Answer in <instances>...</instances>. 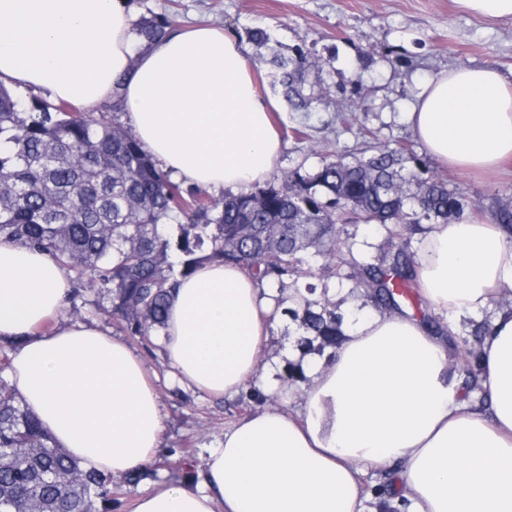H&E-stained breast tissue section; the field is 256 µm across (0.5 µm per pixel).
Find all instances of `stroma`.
<instances>
[{"mask_svg":"<svg viewBox=\"0 0 512 512\" xmlns=\"http://www.w3.org/2000/svg\"><path fill=\"white\" fill-rule=\"evenodd\" d=\"M132 18L154 12L173 14L178 26L207 23L224 28L246 49L255 82L263 96H273L266 61L272 54L303 49L321 58L310 67L307 83L324 95L312 111L293 112L280 103L272 120L283 151L274 176L295 168L315 172L322 158H363L387 144H411L414 155L400 164L403 175L424 180L440 176L462 185L485 203L512 197V164L493 176L478 177L445 167L430 157L415 136L407 114L424 80L460 65H484L512 74V18L488 22L461 10L455 0H127ZM263 27L271 40L257 45L251 29ZM362 61L353 72L350 60ZM355 100L362 110L344 124V104ZM304 132L296 138L294 129ZM342 243L339 266L329 267L317 247L303 251L316 296L338 312L371 311L364 289L356 285V266L378 262L389 234L380 224H337ZM93 292L73 283L66 314L78 322L99 325L128 341L154 378L164 414L162 449L151 465L150 479L131 485L117 482L116 512H133L136 500L161 485L187 482L189 467H201L207 448L224 430L264 402L259 387L250 386L231 399H209L179 385L160 345L145 346L118 325L110 311L96 308Z\"/></svg>","mask_w":512,"mask_h":512,"instance_id":"obj_1","label":"stroma"}]
</instances>
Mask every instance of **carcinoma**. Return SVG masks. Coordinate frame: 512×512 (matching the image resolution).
<instances>
[{
  "mask_svg": "<svg viewBox=\"0 0 512 512\" xmlns=\"http://www.w3.org/2000/svg\"><path fill=\"white\" fill-rule=\"evenodd\" d=\"M165 14L141 16L133 31L142 41L165 34ZM271 86L291 110L308 112L316 94L304 93L309 66L301 49L268 60ZM0 240L44 250L74 278L111 304L112 315L144 340L164 325L171 290L207 262L238 266L260 282L302 276L301 252L317 244L330 262L341 249L335 224L378 223L390 236L421 220L445 222L487 209L463 187L443 178L406 189L397 170L410 146H385L361 160H322L314 173L296 168L280 183L219 198L183 191L143 150L130 129L105 113L94 117L67 102L12 92L0 82ZM491 220L512 228V201L491 207ZM380 310H397V289L418 284L399 251L385 262L361 264L356 276ZM288 313L307 333L300 344L334 346L343 316L311 299ZM475 323L459 352L466 393L482 389ZM14 343L0 340V512H113L114 478L87 472L54 447L23 409L3 377Z\"/></svg>",
  "mask_w": 512,
  "mask_h": 512,
  "instance_id": "cac0c4a2",
  "label": "carcinoma"
}]
</instances>
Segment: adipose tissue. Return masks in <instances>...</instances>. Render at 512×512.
Wrapping results in <instances>:
<instances>
[{"instance_id": "ef3b65f1", "label": "adipose tissue", "mask_w": 512, "mask_h": 512, "mask_svg": "<svg viewBox=\"0 0 512 512\" xmlns=\"http://www.w3.org/2000/svg\"><path fill=\"white\" fill-rule=\"evenodd\" d=\"M237 39L199 25L135 46L125 0H0V80L95 108L119 106L143 149L186 183L237 192L283 150ZM409 121L448 166L490 172L512 158V79L486 66L428 77ZM417 271L432 307L482 312L512 288V229L469 218L430 224ZM71 275L47 252L0 242V338L18 399L88 471L145 470L161 448L154 382L125 341L64 323ZM275 289L221 263L182 279L160 342L174 377L234 396L263 363ZM484 400L465 397L454 349L400 312L342 327L330 360L306 358L298 410L267 406L226 428L197 483L142 495L135 512H365L363 467L395 472L407 512H512V311L480 349Z\"/></svg>"}]
</instances>
